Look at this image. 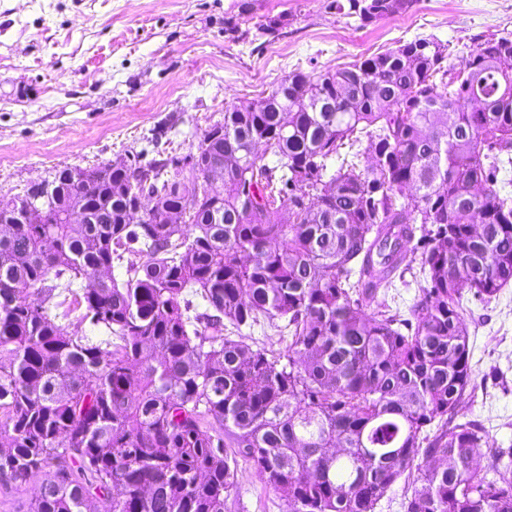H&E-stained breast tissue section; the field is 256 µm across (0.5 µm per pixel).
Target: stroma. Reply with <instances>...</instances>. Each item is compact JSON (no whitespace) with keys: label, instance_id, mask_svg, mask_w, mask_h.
Masks as SVG:
<instances>
[{"label":"stroma","instance_id":"stroma-1","mask_svg":"<svg viewBox=\"0 0 512 512\" xmlns=\"http://www.w3.org/2000/svg\"><path fill=\"white\" fill-rule=\"evenodd\" d=\"M329 0H0V198L65 166L127 152L145 160L195 150L226 105L288 73L347 66L422 37L448 43L460 65L483 40L512 33V0H416L369 25ZM284 16L278 33L261 29ZM472 400L498 448H512V286L469 299ZM224 512H288L238 460Z\"/></svg>","mask_w":512,"mask_h":512}]
</instances>
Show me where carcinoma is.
I'll return each mask as SVG.
<instances>
[{
	"label": "carcinoma",
	"mask_w": 512,
	"mask_h": 512,
	"mask_svg": "<svg viewBox=\"0 0 512 512\" xmlns=\"http://www.w3.org/2000/svg\"><path fill=\"white\" fill-rule=\"evenodd\" d=\"M413 2L330 7L365 26ZM448 57L418 38L225 108L195 161L224 171L220 195L177 156L140 160L0 223V476L54 467L29 512H224L229 448L288 512H375L414 470L401 512H512V450L482 472L492 444L459 418L463 293L512 283V33ZM142 169L152 224L127 213ZM79 195L87 222L66 224ZM396 273L424 281L407 318ZM82 308L98 335L70 329ZM257 326L284 349L246 341Z\"/></svg>",
	"instance_id": "carcinoma-1"
}]
</instances>
